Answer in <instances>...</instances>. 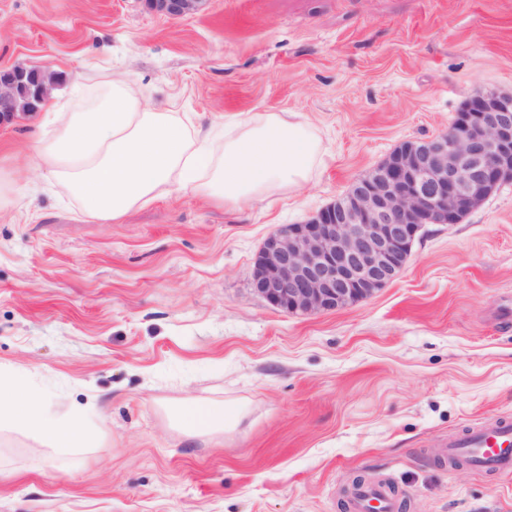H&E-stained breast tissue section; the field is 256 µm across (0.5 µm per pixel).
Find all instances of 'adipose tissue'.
<instances>
[{"label":"adipose tissue","mask_w":512,"mask_h":512,"mask_svg":"<svg viewBox=\"0 0 512 512\" xmlns=\"http://www.w3.org/2000/svg\"><path fill=\"white\" fill-rule=\"evenodd\" d=\"M52 133L34 137L32 164L79 200L87 216L120 223L133 209L173 194L191 193L235 208L296 190L311 178L322 142L293 112L225 118L223 131L192 128L175 107L157 110L130 74L99 93L77 94L54 106ZM248 411L242 400L183 402L178 427L218 438L237 431ZM83 409L57 416L23 379L0 373V420L46 429L55 447L77 448L90 435Z\"/></svg>","instance_id":"adipose-tissue-1"}]
</instances>
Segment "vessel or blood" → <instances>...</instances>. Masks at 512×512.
<instances>
[{
	"mask_svg": "<svg viewBox=\"0 0 512 512\" xmlns=\"http://www.w3.org/2000/svg\"><path fill=\"white\" fill-rule=\"evenodd\" d=\"M439 454L449 460H464L477 469H512V422L473 427L441 443ZM399 508L397 499L381 483L363 485L348 499L349 512H399Z\"/></svg>",
	"mask_w": 512,
	"mask_h": 512,
	"instance_id": "vessel-or-blood-1",
	"label": "vessel or blood"
}]
</instances>
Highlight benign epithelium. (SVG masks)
<instances>
[{
  "label": "benign epithelium",
  "mask_w": 512,
  "mask_h": 512,
  "mask_svg": "<svg viewBox=\"0 0 512 512\" xmlns=\"http://www.w3.org/2000/svg\"><path fill=\"white\" fill-rule=\"evenodd\" d=\"M206 0H148L170 17L197 14ZM52 75L0 69V123L17 98L39 109ZM512 181V95L478 91L441 134L408 140L303 224H282L257 252L251 286L288 313L336 311L366 301L407 265L425 224H458Z\"/></svg>",
  "instance_id": "7a95c632"
}]
</instances>
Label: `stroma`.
Listing matches in <instances>:
<instances>
[{
    "label": "stroma",
    "mask_w": 512,
    "mask_h": 512,
    "mask_svg": "<svg viewBox=\"0 0 512 512\" xmlns=\"http://www.w3.org/2000/svg\"><path fill=\"white\" fill-rule=\"evenodd\" d=\"M98 91L132 74L194 125L296 112L323 158L301 188L237 209L162 197L118 224L28 168L30 112L0 127V364L57 414L94 400L79 448L0 423V512H344L354 478L401 512H512V472L455 469L448 438L512 420V183L429 224L373 298L292 314L251 287L282 224L342 197L401 142L447 129L475 91L512 93V0H0V69ZM249 404L216 441L185 399ZM207 0H148L152 10L170 17L183 18L197 14Z\"/></svg>",
    "instance_id": "obj_1"
}]
</instances>
